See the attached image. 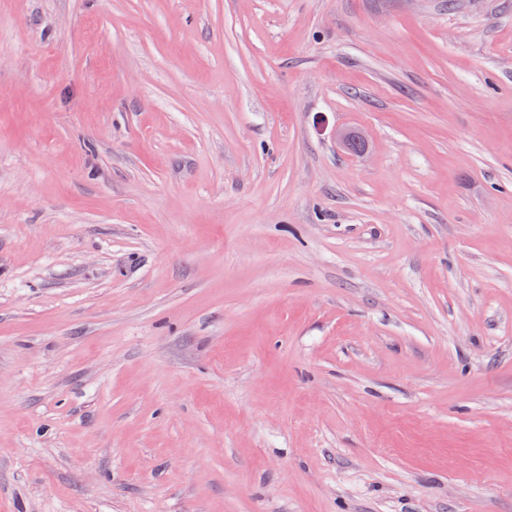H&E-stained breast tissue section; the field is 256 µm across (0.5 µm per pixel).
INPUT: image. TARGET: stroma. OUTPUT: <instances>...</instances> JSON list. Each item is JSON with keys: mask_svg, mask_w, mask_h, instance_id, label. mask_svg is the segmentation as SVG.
Wrapping results in <instances>:
<instances>
[{"mask_svg": "<svg viewBox=\"0 0 512 512\" xmlns=\"http://www.w3.org/2000/svg\"><path fill=\"white\" fill-rule=\"evenodd\" d=\"M0 512H512V0H0Z\"/></svg>", "mask_w": 512, "mask_h": 512, "instance_id": "stroma-1", "label": "stroma"}]
</instances>
